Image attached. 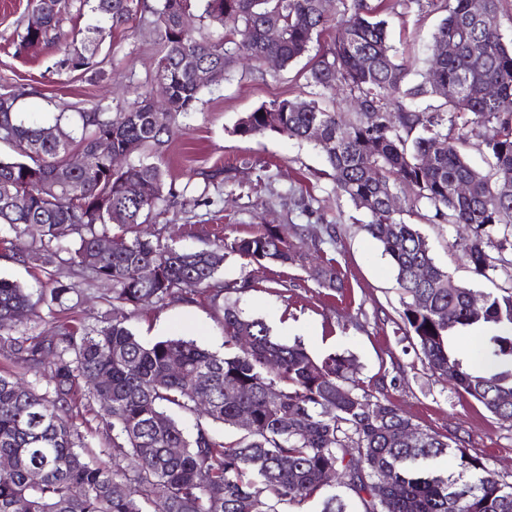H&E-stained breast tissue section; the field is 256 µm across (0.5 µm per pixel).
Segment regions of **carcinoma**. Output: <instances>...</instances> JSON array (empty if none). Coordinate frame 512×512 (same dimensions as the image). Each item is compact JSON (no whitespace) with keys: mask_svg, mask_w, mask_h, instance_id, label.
Segmentation results:
<instances>
[{"mask_svg":"<svg viewBox=\"0 0 512 512\" xmlns=\"http://www.w3.org/2000/svg\"><path fill=\"white\" fill-rule=\"evenodd\" d=\"M470 2L406 0L443 14L435 44L456 46L450 56L434 54L422 79L410 82L387 22L368 0H340L335 18L321 12L320 0H79L76 11L89 8L92 23L60 45L56 73L102 70L107 36L137 19L159 45L153 82L166 97L164 123L146 92L128 104L98 102L71 119L61 112L53 127L63 138L46 141L44 127L19 116V95L0 94V143L13 151L0 158V239L10 238L18 261L58 262L86 285L107 286L104 300L113 307H165L207 294L224 313V353L182 338L144 343L122 312L99 327L63 322L34 334L15 319L35 308L31 294L0 276V356L46 382L41 390L0 372V456L12 460L11 470L0 472V512H15L18 502L25 512H283L314 498L321 512H512V482L456 438L420 428L388 398L360 387L349 377V357L318 358L299 342L284 343L264 320L226 301L251 283L221 281L225 257L302 267L304 239L266 227L192 251L138 231L176 194L157 159L185 132L179 118L196 111L210 87L203 74L226 73L241 60L259 68L267 56L287 67L334 23L333 37L306 71L312 98L262 105L240 118L233 134L310 141V128H320V140L312 141L336 192L370 214L364 231L393 267L405 336L432 373L512 421V44L498 23L506 0H485L479 18ZM64 9L63 0H34L37 23H27L23 45L60 39ZM188 17L225 33L204 34L186 25ZM271 22L280 29L272 42L264 36ZM431 77L459 95L421 107L439 97ZM489 85L496 96L485 95ZM335 91L359 102L351 117L319 105L318 97ZM102 139L131 162L112 168V156L98 152ZM472 147L487 155L485 170L469 164ZM473 179L478 193L454 191ZM400 186L411 192L410 209L425 210L428 222L466 231L452 246L476 276L502 281L480 308L471 306L474 291L435 262L419 229L389 210L388 195ZM61 196L68 207L56 203ZM114 224L127 248L102 252L98 243L112 236ZM30 228L38 237L27 242ZM145 264L157 271L148 282L138 276ZM307 273L322 288L342 287L330 260ZM49 285L41 295L59 304L82 293L53 276ZM462 329L479 331L478 369L449 347ZM174 361L178 372L171 371ZM230 386L238 397L225 394ZM271 388L276 401L267 397ZM81 390L101 405L109 442L100 454L110 465L90 454L74 422ZM242 415L250 418L246 430L238 427ZM227 430L238 436L227 440ZM445 456L455 462L450 473L437 467ZM328 470L336 471L341 491L328 490ZM118 484L126 487L121 496L112 493Z\"/></svg>","mask_w":512,"mask_h":512,"instance_id":"cac0c4a2","label":"carcinoma"}]
</instances>
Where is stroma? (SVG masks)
<instances>
[{
	"mask_svg": "<svg viewBox=\"0 0 512 512\" xmlns=\"http://www.w3.org/2000/svg\"><path fill=\"white\" fill-rule=\"evenodd\" d=\"M370 3L387 19L390 43L407 64L410 80H419L435 50L440 15L407 9L403 0ZM31 10L32 0H0V90L23 89L17 110L27 122L40 124L48 114L72 113L102 99L131 101L153 90L159 47L136 26L113 32L103 73L77 71L61 77L52 69L54 44L17 48ZM331 36L324 31L309 56L289 67L253 72L240 67L202 93L197 111L182 120L185 134L160 159L167 181L175 182L181 193L141 231L160 235L170 245L202 250L211 248L217 235L248 237L269 224L287 236L309 225H335V237H322L315 246L321 258L338 264L343 288L319 287L298 266L260 265L232 255L223 262L221 279L246 278L256 284L233 295V302L244 315L265 320L281 341H301L316 356L350 355V375L362 387L384 391L421 428L464 440L470 454L511 480L512 422L499 419L426 369L403 333L400 290L389 260L362 229L370 217L337 193L319 150L313 143L275 134L243 139L233 133L238 120L261 105L305 95L311 56ZM206 196L216 198V205H200ZM406 220L418 226L437 263L448 267L458 282L481 292L496 290V283L475 276L461 252L451 248L459 229L412 214ZM0 275L37 290L46 287L49 276L68 278L69 270L14 261L10 244L0 242ZM107 311L100 289L92 288L69 309L38 303L27 322L40 331L62 319L92 328L102 325ZM127 317L148 343L183 337L213 351L224 349L223 312L202 294L164 308L131 310Z\"/></svg>",
	"mask_w": 512,
	"mask_h": 512,
	"instance_id": "obj_1",
	"label": "stroma"
}]
</instances>
